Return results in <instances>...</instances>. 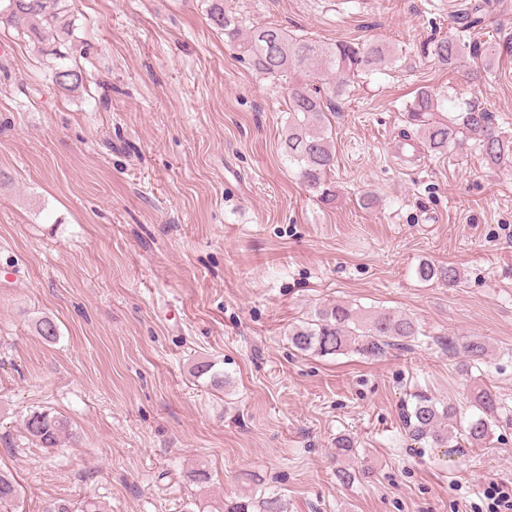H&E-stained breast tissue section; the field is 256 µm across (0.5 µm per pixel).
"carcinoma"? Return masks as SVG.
I'll list each match as a JSON object with an SVG mask.
<instances>
[{
  "instance_id": "obj_1",
  "label": "carcinoma",
  "mask_w": 512,
  "mask_h": 512,
  "mask_svg": "<svg viewBox=\"0 0 512 512\" xmlns=\"http://www.w3.org/2000/svg\"><path fill=\"white\" fill-rule=\"evenodd\" d=\"M69 0H0V24L5 23L31 41L43 43L48 35H57L58 44L45 49L54 56L52 82L61 92H74L84 82L81 69L68 63L69 52L61 47L72 36L68 19ZM207 15L211 24L224 31L229 41L238 43L250 65L271 77L296 79L288 86V133L282 141V152L294 166L306 190L319 201L336 200V187L329 174L336 162V149L331 133L330 116L336 100L361 75H373L396 67L397 50L377 43L323 44L310 41L287 30L270 26L246 27L242 18L224 11V0H209ZM483 59L490 66L496 57L493 46L467 43L457 37L431 42L424 53L452 67L462 62L464 51ZM406 123L426 148L446 154L460 147L458 134L475 138L488 162L498 164L512 156V137L501 135L493 113L476 104L459 108L453 96L438 97L427 88L417 91L405 107ZM416 274L422 281H440L450 287L461 282L460 271L452 266L419 263ZM36 333L47 343L58 339L56 323L44 317L36 323ZM421 335L418 324L396 312L367 315L361 309L336 302L315 310L313 316L288 330V341L301 353L321 357L356 352L378 358L386 349L395 348ZM448 349L460 352L466 365L483 360L488 352L478 340L460 342L448 339ZM472 414L469 418L454 404L444 405L426 393H416L403 422L409 437L436 448H446L454 439L473 448H489L496 430L512 426V409L485 387L475 386L466 397ZM29 438L42 448H56L62 439L73 434L67 417L50 410L34 411L25 420ZM22 497V486L14 475L0 469V509L15 512ZM44 512H102L98 502L88 499L80 503L54 501ZM224 512H285L280 496L275 493L245 494L224 504Z\"/></svg>"
}]
</instances>
